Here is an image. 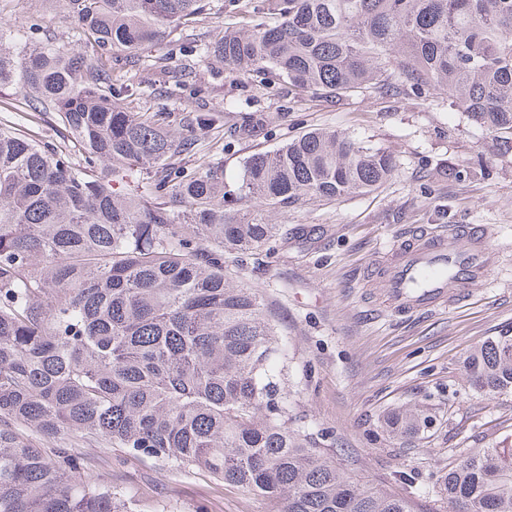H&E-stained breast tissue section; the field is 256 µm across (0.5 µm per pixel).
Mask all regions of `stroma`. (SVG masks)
I'll use <instances>...</instances> for the list:
<instances>
[{
	"instance_id": "stroma-1",
	"label": "stroma",
	"mask_w": 512,
	"mask_h": 512,
	"mask_svg": "<svg viewBox=\"0 0 512 512\" xmlns=\"http://www.w3.org/2000/svg\"><path fill=\"white\" fill-rule=\"evenodd\" d=\"M204 21L177 33L206 42L239 24L229 0H210ZM52 12L49 37L66 40L62 0H0V20L27 31ZM176 41V42H177ZM203 103L224 115V174L237 182L244 160L314 128L355 135L392 155L396 169L380 188L336 201L310 200L271 216L280 227L272 255L225 270L257 289L292 355L288 411L329 431L327 456L345 473L410 499L414 512H448L440 477L460 456L512 441V393L488 397L467 383L463 354L512 336V149L448 109L443 94L359 91L339 99L295 95L288 83L208 64ZM261 115L258 135L239 129ZM490 227L498 259L493 283L456 307L395 312L379 307L359 280L367 263L416 228L435 234ZM417 404L434 423L409 439L388 435L387 413ZM100 478L139 500L146 512H269L262 497L220 485L209 473L163 472L114 448Z\"/></svg>"
}]
</instances>
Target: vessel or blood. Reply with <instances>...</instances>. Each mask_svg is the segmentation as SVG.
<instances>
[{"label":"vessel or blood","instance_id":"obj_1","mask_svg":"<svg viewBox=\"0 0 512 512\" xmlns=\"http://www.w3.org/2000/svg\"><path fill=\"white\" fill-rule=\"evenodd\" d=\"M490 232L462 225L451 233L415 232L364 272L366 285H378L382 304L416 311L447 306L469 296L495 274Z\"/></svg>","mask_w":512,"mask_h":512}]
</instances>
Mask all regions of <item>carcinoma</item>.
Returning a JSON list of instances; mask_svg holds the SVG:
<instances>
[{"label":"carcinoma","instance_id":"obj_1","mask_svg":"<svg viewBox=\"0 0 512 512\" xmlns=\"http://www.w3.org/2000/svg\"><path fill=\"white\" fill-rule=\"evenodd\" d=\"M207 0H66L71 40L30 42L0 21V90L64 129L33 139L0 122V512H143L93 474L87 442L161 469L201 468L265 497L270 512H413L327 458L329 436L288 417V343L253 288L224 264L260 255L268 214L310 199L368 193L390 154L314 129L243 162L238 186L219 158L188 166L196 132L224 127L203 108L197 69L211 59L334 98L359 89L448 96V108L512 141V0H261L271 15L178 46L168 112L116 101L153 85L113 76L208 11ZM252 202L242 209V201ZM486 396L512 392V336L462 361ZM414 406L386 420L428 429ZM448 512H512V446L463 456L440 477Z\"/></svg>","mask_w":512,"mask_h":512}]
</instances>
